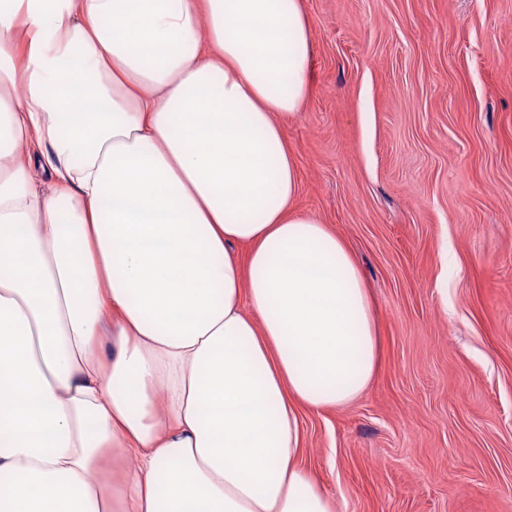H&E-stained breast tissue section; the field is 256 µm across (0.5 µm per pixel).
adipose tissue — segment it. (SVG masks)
I'll list each match as a JSON object with an SVG mask.
<instances>
[{"label":"adipose tissue","instance_id":"1","mask_svg":"<svg viewBox=\"0 0 512 512\" xmlns=\"http://www.w3.org/2000/svg\"><path fill=\"white\" fill-rule=\"evenodd\" d=\"M311 51L301 0H0V512H338L299 415L379 332L295 205Z\"/></svg>","mask_w":512,"mask_h":512}]
</instances>
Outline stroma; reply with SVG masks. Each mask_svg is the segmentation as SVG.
<instances>
[{
    "instance_id": "35a3bbf8",
    "label": "stroma",
    "mask_w": 512,
    "mask_h": 512,
    "mask_svg": "<svg viewBox=\"0 0 512 512\" xmlns=\"http://www.w3.org/2000/svg\"><path fill=\"white\" fill-rule=\"evenodd\" d=\"M298 210L380 328L362 396L300 415L340 512H512V0H301Z\"/></svg>"
}]
</instances>
